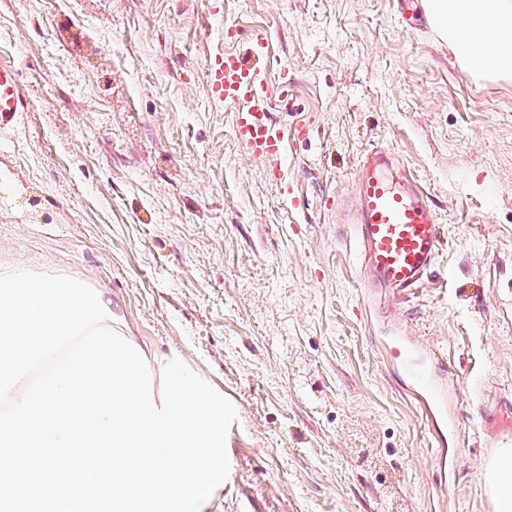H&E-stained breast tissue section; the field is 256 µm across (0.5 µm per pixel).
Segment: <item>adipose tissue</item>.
I'll return each instance as SVG.
<instances>
[{
	"instance_id": "1",
	"label": "adipose tissue",
	"mask_w": 512,
	"mask_h": 512,
	"mask_svg": "<svg viewBox=\"0 0 512 512\" xmlns=\"http://www.w3.org/2000/svg\"><path fill=\"white\" fill-rule=\"evenodd\" d=\"M439 35L476 72L512 76V0H425ZM495 512H512V444L496 448L484 474Z\"/></svg>"
}]
</instances>
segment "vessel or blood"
Here are the masks:
<instances>
[{
    "label": "vessel or blood",
    "instance_id": "vessel-or-blood-1",
    "mask_svg": "<svg viewBox=\"0 0 512 512\" xmlns=\"http://www.w3.org/2000/svg\"><path fill=\"white\" fill-rule=\"evenodd\" d=\"M266 40L254 34L245 52H220L206 60L209 97L234 107L233 133L240 146L257 161L270 164L269 176L282 178V160L289 142L304 132L287 125L280 115L288 111L293 86L288 77L269 85L263 58ZM27 99L12 66L0 65V119L25 111ZM352 191L356 206L350 215L355 226L353 249L363 272V284L405 298L422 287L435 268L443 228L437 220L425 188L389 149H368L356 167ZM389 364L410 377L433 417L449 431L457 426L448 412V395L439 388L435 374L446 367L436 354L419 356L413 340L391 337L387 343Z\"/></svg>",
    "mask_w": 512,
    "mask_h": 512
}]
</instances>
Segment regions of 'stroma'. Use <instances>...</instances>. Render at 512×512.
Here are the masks:
<instances>
[{
    "label": "stroma",
    "mask_w": 512,
    "mask_h": 512,
    "mask_svg": "<svg viewBox=\"0 0 512 512\" xmlns=\"http://www.w3.org/2000/svg\"><path fill=\"white\" fill-rule=\"evenodd\" d=\"M268 39L293 82L288 201L208 96L209 55ZM0 270L104 287L129 335L224 392L237 420L209 512H494L512 442V77L469 70L424 0H0ZM426 189L445 237L412 298L380 303L349 244L368 145ZM446 357L442 439L383 341ZM27 99L21 88L16 70L9 65H0V123L3 118H14L25 112ZM490 457L484 474V485L496 512L512 511V444H501Z\"/></svg>",
    "instance_id": "1"
}]
</instances>
